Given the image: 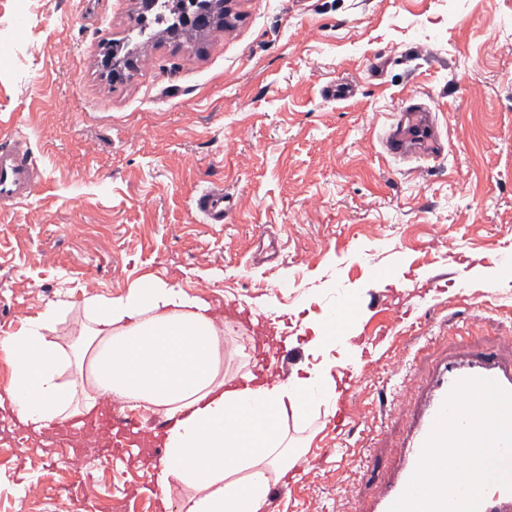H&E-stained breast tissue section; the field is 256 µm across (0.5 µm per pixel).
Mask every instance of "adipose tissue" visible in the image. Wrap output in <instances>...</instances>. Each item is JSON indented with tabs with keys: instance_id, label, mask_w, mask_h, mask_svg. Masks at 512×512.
Wrapping results in <instances>:
<instances>
[{
	"instance_id": "ef3b65f1",
	"label": "adipose tissue",
	"mask_w": 512,
	"mask_h": 512,
	"mask_svg": "<svg viewBox=\"0 0 512 512\" xmlns=\"http://www.w3.org/2000/svg\"><path fill=\"white\" fill-rule=\"evenodd\" d=\"M70 348L51 334L56 308L0 338L6 388L20 423L40 432L91 413L105 401L162 414L170 426L151 481L193 493L176 512H262L271 474L288 471L283 429L332 397V365L307 377L236 387L224 372V320L205 300L148 279L120 297L86 296Z\"/></svg>"
}]
</instances>
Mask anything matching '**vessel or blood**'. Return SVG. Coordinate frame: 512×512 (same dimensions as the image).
I'll return each mask as SVG.
<instances>
[{
  "label": "vessel or blood",
  "instance_id": "obj_1",
  "mask_svg": "<svg viewBox=\"0 0 512 512\" xmlns=\"http://www.w3.org/2000/svg\"><path fill=\"white\" fill-rule=\"evenodd\" d=\"M379 142L384 155L397 159L417 153L429 154L439 148V131L426 110L407 105L390 114L389 122ZM39 172L26 137L19 130L0 133V204L16 205L31 198L38 185ZM195 207L204 223L224 221V190L220 187L203 191L195 199ZM259 311L243 309L233 303L224 305V322L237 330L248 345H255V327L262 321ZM266 371L268 378L288 376V348L271 341L263 356L250 359L249 373ZM467 378L495 380L502 389L512 392V361H505L498 350L468 347L465 355H451L436 367L416 408L409 410L405 440L398 465L391 479L383 484L371 510L355 508L354 512H389L390 507L405 492L418 465L425 444L454 385ZM86 431L100 436L105 458L123 453L126 448L147 446L150 437L138 423L113 413L104 405L100 416L89 420ZM479 512H512V490L491 486L482 494Z\"/></svg>",
  "mask_w": 512,
  "mask_h": 512
}]
</instances>
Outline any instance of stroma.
I'll return each instance as SVG.
<instances>
[{"label":"stroma","instance_id":"stroma-1","mask_svg":"<svg viewBox=\"0 0 512 512\" xmlns=\"http://www.w3.org/2000/svg\"><path fill=\"white\" fill-rule=\"evenodd\" d=\"M239 19L190 47L154 38L112 80L111 41L140 0H0V130L27 135L41 183L0 208V337L51 307L61 345L86 295L144 278L229 298L290 323L340 300L359 319L324 354L362 376L338 435L317 405L289 423L303 482L277 512H346L373 499L401 454L398 383L425 381L466 344L512 337V0H232ZM348 98L326 93L333 82ZM417 97L450 139L437 157L377 155L385 116ZM229 211L203 223L197 194ZM376 336L375 344L365 339ZM0 405V512L39 485L41 512H156L138 453L114 463L85 441L69 467L57 432L25 445ZM224 188L215 187L203 191L195 199V208L203 217V223L220 224L224 221Z\"/></svg>","mask_w":512,"mask_h":512}]
</instances>
